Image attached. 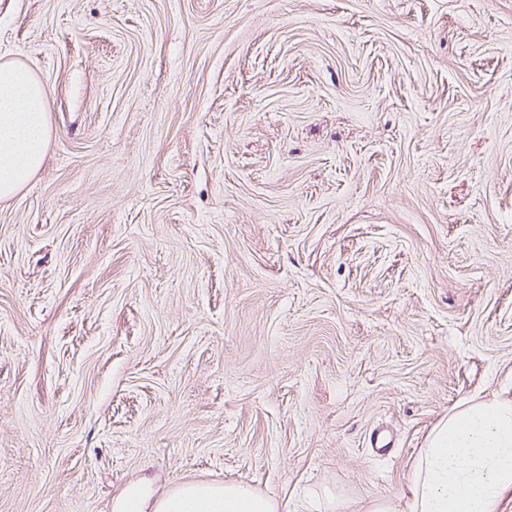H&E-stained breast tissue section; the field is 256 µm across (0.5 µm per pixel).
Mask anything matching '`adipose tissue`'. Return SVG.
<instances>
[{
    "instance_id": "1",
    "label": "adipose tissue",
    "mask_w": 512,
    "mask_h": 512,
    "mask_svg": "<svg viewBox=\"0 0 512 512\" xmlns=\"http://www.w3.org/2000/svg\"><path fill=\"white\" fill-rule=\"evenodd\" d=\"M48 92L24 64L0 60V201L39 172L51 138ZM512 496V395L472 397L430 430L397 496L358 512H503ZM279 498L242 482H189L153 512H282Z\"/></svg>"
}]
</instances>
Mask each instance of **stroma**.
I'll return each instance as SVG.
<instances>
[{
	"instance_id": "1",
	"label": "stroma",
	"mask_w": 512,
	"mask_h": 512,
	"mask_svg": "<svg viewBox=\"0 0 512 512\" xmlns=\"http://www.w3.org/2000/svg\"><path fill=\"white\" fill-rule=\"evenodd\" d=\"M0 58L52 127L0 203V512L392 497L512 395V0H0ZM281 502L242 482H189L160 499L151 512H282Z\"/></svg>"
}]
</instances>
